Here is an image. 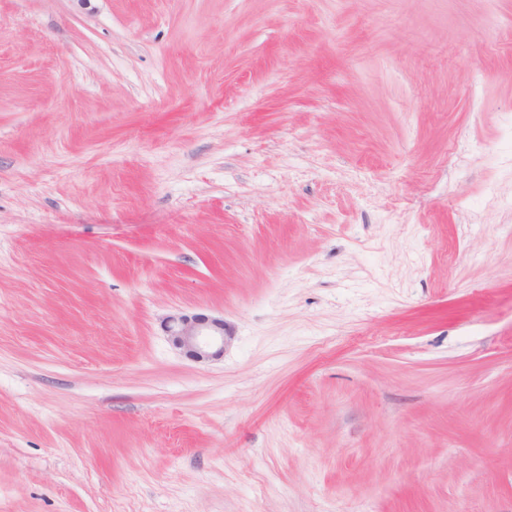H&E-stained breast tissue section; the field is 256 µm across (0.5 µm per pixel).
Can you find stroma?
Masks as SVG:
<instances>
[{"mask_svg":"<svg viewBox=\"0 0 512 512\" xmlns=\"http://www.w3.org/2000/svg\"><path fill=\"white\" fill-rule=\"evenodd\" d=\"M511 137L512 0H0V512H512ZM164 327L172 345L197 361L224 355L223 319L173 314L166 318Z\"/></svg>","mask_w":512,"mask_h":512,"instance_id":"35a3bbf8","label":"stroma"}]
</instances>
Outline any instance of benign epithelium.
Segmentation results:
<instances>
[{"mask_svg":"<svg viewBox=\"0 0 512 512\" xmlns=\"http://www.w3.org/2000/svg\"><path fill=\"white\" fill-rule=\"evenodd\" d=\"M172 345L198 361L224 355V320L204 315L173 314L165 320Z\"/></svg>","mask_w":512,"mask_h":512,"instance_id":"1","label":"benign epithelium"}]
</instances>
